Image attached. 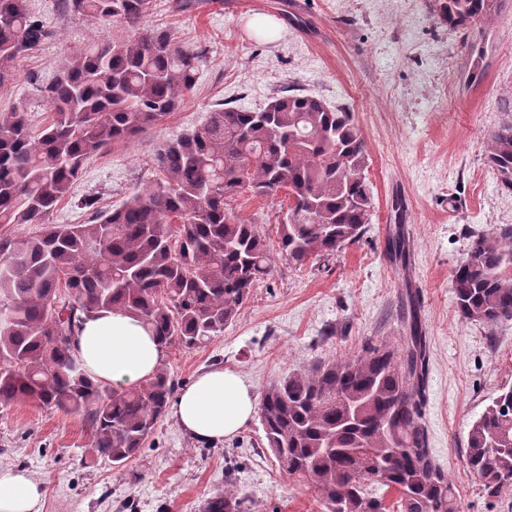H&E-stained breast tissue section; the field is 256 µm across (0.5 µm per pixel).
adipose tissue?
Instances as JSON below:
<instances>
[{
  "label": "adipose tissue",
  "instance_id": "adipose-tissue-1",
  "mask_svg": "<svg viewBox=\"0 0 512 512\" xmlns=\"http://www.w3.org/2000/svg\"><path fill=\"white\" fill-rule=\"evenodd\" d=\"M73 350L88 376L117 389H135L160 368L163 350L132 314L104 311L88 318L73 339ZM252 386L238 372L201 371L179 390L171 414L193 439L220 443L255 413ZM42 487L26 470L0 466V512H41Z\"/></svg>",
  "mask_w": 512,
  "mask_h": 512
}]
</instances>
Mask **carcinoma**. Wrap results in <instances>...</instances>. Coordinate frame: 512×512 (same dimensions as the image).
<instances>
[{
	"label": "carcinoma",
	"instance_id": "obj_1",
	"mask_svg": "<svg viewBox=\"0 0 512 512\" xmlns=\"http://www.w3.org/2000/svg\"><path fill=\"white\" fill-rule=\"evenodd\" d=\"M503 0H432L448 28L469 33ZM148 0H62L66 11L123 35L71 53L39 87L51 119L0 113V407L29 400L81 413L93 452L120 467L136 456L179 389L166 369L135 390L92 381L72 349L89 317L112 308L137 317L165 348H200L224 333L272 272L260 226L226 208L250 192L288 195L277 251L293 266L329 258L363 237L373 197L364 134L354 113L322 98L280 91L252 110L219 108L161 144L157 179L109 210L73 196L85 165L164 121L196 86L200 51L143 24ZM49 38L28 0H0V84L10 64ZM488 163L512 192V119L489 137ZM94 211L89 224H53L60 203ZM451 288L464 321L512 319V226L472 236ZM426 337L417 309L397 349L368 343L316 361L266 387L259 419L281 470L318 494L324 512H387L372 488L398 495L399 512H460L454 486L429 448L422 406ZM468 471L486 495L512 490V387L472 423ZM203 512H248L226 486Z\"/></svg>",
	"mask_w": 512,
	"mask_h": 512
}]
</instances>
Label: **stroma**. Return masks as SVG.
<instances>
[{
	"label": "stroma",
	"instance_id": "stroma-1",
	"mask_svg": "<svg viewBox=\"0 0 512 512\" xmlns=\"http://www.w3.org/2000/svg\"><path fill=\"white\" fill-rule=\"evenodd\" d=\"M29 5L53 37L0 85V111L21 105L42 124L49 114L36 84L67 54L120 29L65 13L59 0ZM262 16L278 22L277 34L251 29ZM144 21L202 51L198 83L163 123L90 160L74 195L95 192L100 208L117 207L152 179L160 143L212 109L253 110L292 88L354 112L374 198L359 243L297 267L274 257L272 276L221 336L199 349H165L163 367L186 386L221 366L259 396L287 370L356 354L369 342L400 344L402 307L415 295L427 337L423 421L433 459L452 478L461 512H512V491L485 496L462 460L471 423L512 386V320H461L451 288L471 235L512 225V192L499 188L487 162L491 132L512 117V0L467 36L441 24L429 0H149ZM475 45L486 68L472 82ZM227 207L271 235L287 200L243 193ZM394 237L405 260L386 250ZM92 440L82 415L28 402L0 408V465L25 468L41 483L42 512H202L228 483L250 512H320L313 488L279 469L256 418L208 445L165 417L120 468L90 459Z\"/></svg>",
	"mask_w": 512,
	"mask_h": 512
}]
</instances>
